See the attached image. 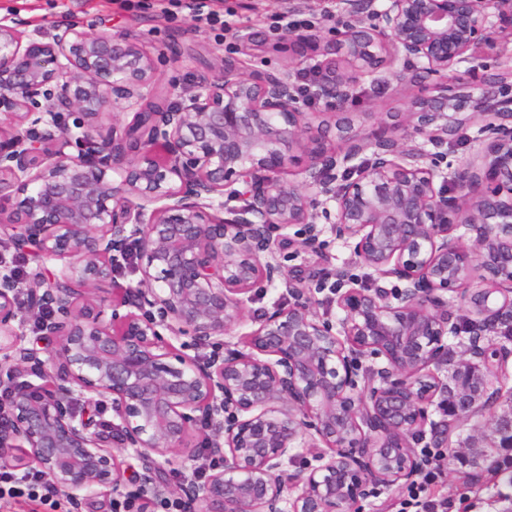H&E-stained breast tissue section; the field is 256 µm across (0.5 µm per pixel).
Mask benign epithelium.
<instances>
[{
  "label": "benign epithelium",
  "mask_w": 512,
  "mask_h": 512,
  "mask_svg": "<svg viewBox=\"0 0 512 512\" xmlns=\"http://www.w3.org/2000/svg\"><path fill=\"white\" fill-rule=\"evenodd\" d=\"M336 38L297 34L299 52H318L313 94L328 121L300 106L290 74H246L224 66L220 81L158 93L153 57L142 46L74 25L47 40H24L0 22V239L38 266L26 305L15 270L0 261V463L36 466L82 512L86 493L128 483L116 449L141 461L129 507L147 512L177 494L158 457L196 447L219 464L205 483L181 491L199 512H356L379 488L422 469L411 440L434 446L472 415L491 411L498 389L457 382L475 366L503 371L512 349L475 348L512 322V72H491L512 44V0H336ZM412 61L435 93L411 101L391 128L412 127L438 147L380 132L358 135L348 111L355 87L403 80ZM109 108L133 113L99 144ZM482 166L448 178L441 147L477 121ZM312 164L299 184L279 175L292 147ZM372 150L363 166L349 162ZM239 206L224 216V197ZM306 225L310 247L331 225L353 244L375 286L336 270L311 284L279 261L275 226ZM476 232L473 245L454 231ZM136 255L141 278L110 300L98 286ZM336 278L340 317L315 312ZM258 281L282 283L292 302L265 314L239 345L244 295ZM392 287H386V284ZM463 290L475 317L459 324L443 294ZM35 324L41 349L25 344ZM466 331L471 359L448 360L444 337ZM189 335L205 359L174 346ZM385 364L365 368L362 358ZM448 367L447 381L429 375ZM453 386L447 419H429ZM109 405L112 431L77 409L74 393ZM321 449L318 464L288 473L298 438ZM296 496L285 495L288 482Z\"/></svg>",
  "instance_id": "1"
}]
</instances>
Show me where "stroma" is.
Returning a JSON list of instances; mask_svg holds the SVG:
<instances>
[{
  "label": "stroma",
  "instance_id": "obj_1",
  "mask_svg": "<svg viewBox=\"0 0 512 512\" xmlns=\"http://www.w3.org/2000/svg\"><path fill=\"white\" fill-rule=\"evenodd\" d=\"M153 2V8L144 9L135 6L133 0H0V20L18 26L34 39L46 36L58 24L126 36L154 56L165 86L191 89L200 80L221 79L228 60L241 62L248 73L276 75L290 68L297 84L303 85L312 80L316 58L310 51L297 53L288 32L273 30L272 18L289 9L308 19L311 30L327 36L333 26L328 13L335 8L333 0H224V23L210 29L181 10L164 19L161 10L168 0ZM427 91L426 84L407 81L388 87L367 84L349 102L348 109L365 113L360 133L368 136L387 123L390 114L406 111L413 97ZM273 235L291 242L281 255L287 268L311 274L328 264L366 282L375 280L374 274L357 263L349 244L337 239L330 229H323L315 247L306 250L293 246L305 236L303 225L277 229ZM486 423L483 415L462 422L448 445L439 450L443 475L431 496L447 500L448 512H502L505 506L503 496L508 489L493 474H483L473 485L463 483L460 477L459 456L470 448Z\"/></svg>",
  "mask_w": 512,
  "mask_h": 512
}]
</instances>
